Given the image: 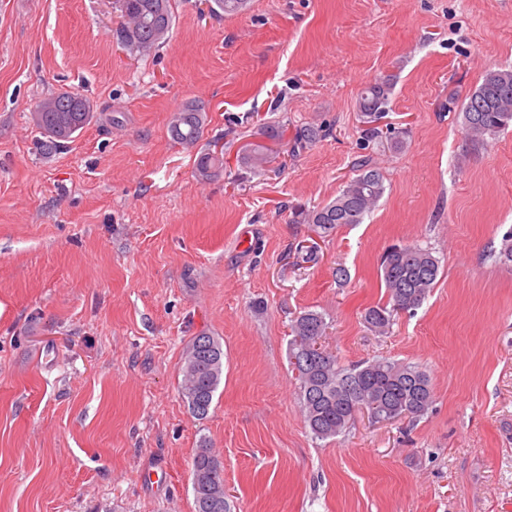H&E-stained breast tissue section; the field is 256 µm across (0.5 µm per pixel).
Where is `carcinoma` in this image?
I'll return each mask as SVG.
<instances>
[{
    "mask_svg": "<svg viewBox=\"0 0 512 512\" xmlns=\"http://www.w3.org/2000/svg\"><path fill=\"white\" fill-rule=\"evenodd\" d=\"M210 11L217 16L243 11L248 0H213ZM123 22L115 29L116 42L131 54H144L162 44L173 24L171 0H115ZM391 84L379 79L360 94L362 133L368 140L383 136L395 148L403 146L401 132L380 129L379 121L388 111ZM462 112L463 127L475 143L494 137L512 126V68L488 71L464 102L448 97V111ZM92 101L78 91L64 90L39 102L32 122L39 131L40 150L45 155L66 147L73 135L93 118ZM205 110L186 103L171 115L169 133L174 142L192 148L202 139ZM198 177L209 180L224 169V154L203 150L196 159ZM386 191L384 176L370 160L358 163V174L349 179L331 202L301 212V220L312 225L321 238L338 227L361 224ZM488 258L512 266V231L502 237L500 248L490 249ZM440 260L417 245L393 246L381 258L380 277L387 300L367 308L362 320L367 329L384 335L396 316L419 308L435 288ZM328 322L318 311H305L290 325L288 358L297 372L299 400L304 422L320 439L336 437L353 424V409L365 405L375 411L378 421L418 418L432 405L431 381L416 365L381 358L371 362L343 365L336 355L322 349V357L306 362L305 346L326 336ZM224 349L213 336H195L183 353L180 392L195 417L204 419L223 376ZM192 488L196 512H230L221 462L202 443L192 460Z\"/></svg>",
    "mask_w": 512,
    "mask_h": 512,
    "instance_id": "obj_1",
    "label": "carcinoma"
}]
</instances>
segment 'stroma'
<instances>
[{
    "mask_svg": "<svg viewBox=\"0 0 512 512\" xmlns=\"http://www.w3.org/2000/svg\"><path fill=\"white\" fill-rule=\"evenodd\" d=\"M172 6L170 40L136 55L113 0H0V512H195L204 441L231 512H512V267L486 258L512 230V129L474 144L446 109L512 68V0ZM380 78L398 149L361 137ZM60 90L94 118L45 156L30 114ZM188 101L207 114L194 148L168 132ZM309 125L325 137L297 146ZM214 144L224 170L200 180ZM363 158L386 186L364 222L299 223ZM394 245L432 249L440 274L381 336L361 316ZM306 310L342 363L425 370L429 412L313 437L288 362ZM201 334L224 348L203 419L179 392Z\"/></svg>",
    "mask_w": 512,
    "mask_h": 512,
    "instance_id": "35a3bbf8",
    "label": "stroma"
}]
</instances>
